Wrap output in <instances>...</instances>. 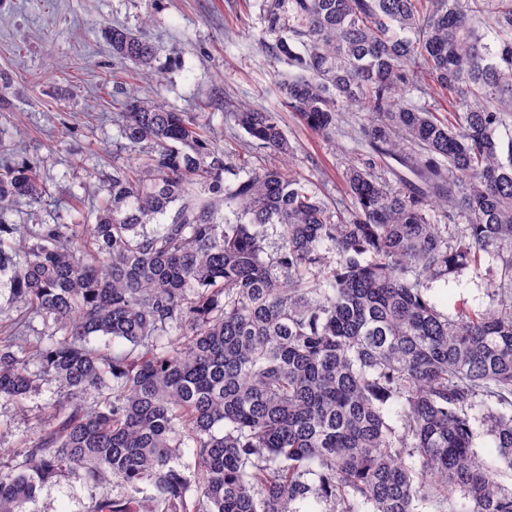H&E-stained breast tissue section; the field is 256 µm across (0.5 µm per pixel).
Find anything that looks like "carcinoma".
Returning <instances> with one entry per match:
<instances>
[{"instance_id":"obj_1","label":"carcinoma","mask_w":512,"mask_h":512,"mask_svg":"<svg viewBox=\"0 0 512 512\" xmlns=\"http://www.w3.org/2000/svg\"><path fill=\"white\" fill-rule=\"evenodd\" d=\"M263 19L310 130H340L341 102L365 113L353 207L230 165L194 116L133 88L118 137L150 151L112 173L95 223L26 243L10 214L42 198L37 166L0 169V288L19 308L0 325V400L22 411L39 381L63 395L0 463V512L60 478L123 489L88 512H440L457 492L462 512H512L473 427L490 423L512 470V0H263ZM104 36L150 67L147 38ZM232 117L293 153L274 113ZM484 264L495 305L437 308L433 281ZM37 318L53 332L31 335Z\"/></svg>"}]
</instances>
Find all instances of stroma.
Listing matches in <instances>:
<instances>
[{
  "mask_svg": "<svg viewBox=\"0 0 512 512\" xmlns=\"http://www.w3.org/2000/svg\"><path fill=\"white\" fill-rule=\"evenodd\" d=\"M261 0H0V162L36 161L46 189L40 202L16 204L20 228L36 223L93 222L112 171L130 162L117 137L115 102L138 87L164 98L203 125L232 164L277 165L302 173L326 203L352 207L342 175L352 159L350 134L359 112L330 139L312 132L280 97L291 67L270 59ZM120 24L143 32L156 48L150 75L136 80L131 66L112 56L103 30ZM276 113L296 151L280 158L252 144L231 113L238 104ZM434 301L453 311L464 301L476 310L492 304L485 274L466 270L434 283ZM57 397L43 385L28 399L31 418L0 402V448H12L35 426V412ZM92 492L67 480L44 486L31 512H87Z\"/></svg>",
  "mask_w": 512,
  "mask_h": 512,
  "instance_id": "obj_1",
  "label": "stroma"
}]
</instances>
